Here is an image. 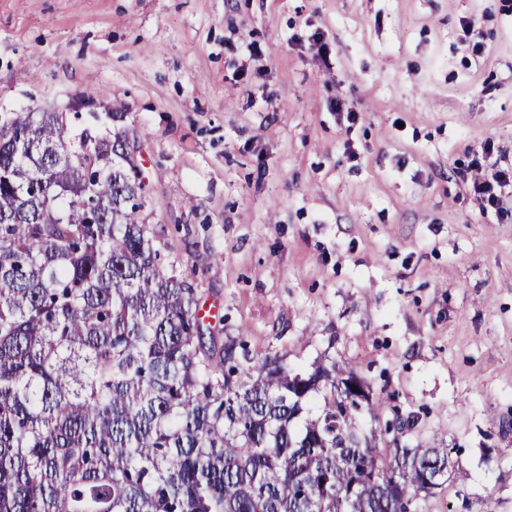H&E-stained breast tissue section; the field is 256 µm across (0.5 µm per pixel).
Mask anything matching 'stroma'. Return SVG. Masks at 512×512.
Here are the masks:
<instances>
[{"mask_svg":"<svg viewBox=\"0 0 512 512\" xmlns=\"http://www.w3.org/2000/svg\"><path fill=\"white\" fill-rule=\"evenodd\" d=\"M102 90L207 333L351 366L512 512V0H0V113ZM356 112L354 123L338 110ZM483 158L485 163L475 161L471 170H476V176L472 181L471 189L482 202L485 211H488V207L495 209L499 212L502 202V195L505 190L510 188L512 194V166L509 168H498L497 159L491 165L495 168V171L491 173L490 177L482 175V171L487 167L488 160L494 154L493 144H487L483 149Z\"/></svg>","mask_w":512,"mask_h":512,"instance_id":"stroma-1","label":"stroma"}]
</instances>
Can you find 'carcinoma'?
<instances>
[{"label":"carcinoma","instance_id":"carcinoma-1","mask_svg":"<svg viewBox=\"0 0 512 512\" xmlns=\"http://www.w3.org/2000/svg\"><path fill=\"white\" fill-rule=\"evenodd\" d=\"M0 113V512H427L448 450L409 445L349 366L206 341L140 221L123 131ZM386 448L354 440L386 410Z\"/></svg>","mask_w":512,"mask_h":512}]
</instances>
